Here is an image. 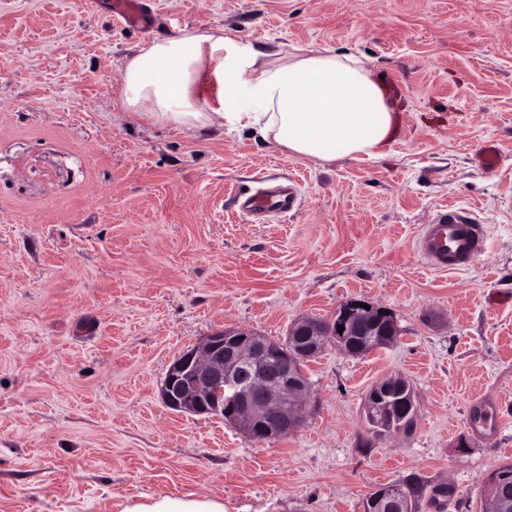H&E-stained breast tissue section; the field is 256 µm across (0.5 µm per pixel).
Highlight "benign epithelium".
Wrapping results in <instances>:
<instances>
[{
    "mask_svg": "<svg viewBox=\"0 0 512 512\" xmlns=\"http://www.w3.org/2000/svg\"><path fill=\"white\" fill-rule=\"evenodd\" d=\"M395 327L387 309L374 305L365 309L349 299L330 321L298 318L290 326L289 344L293 352L289 359L283 352L286 344L269 342L251 329L216 330L171 363L161 386V397L177 412L219 413L226 423L249 437L268 434L280 438L300 427L310 405L302 360L315 357L330 341L348 353L349 339L358 332L367 328L389 335ZM378 387L398 401L393 408L388 406L377 414L370 409L368 414L387 434L401 430L402 412H416L410 385L401 377H388ZM501 496V482L494 477L486 489V512H504L506 502ZM390 498L397 503V512H416L414 503L400 498L393 489L375 498L370 512H379Z\"/></svg>",
    "mask_w": 512,
    "mask_h": 512,
    "instance_id": "benign-epithelium-1",
    "label": "benign epithelium"
}]
</instances>
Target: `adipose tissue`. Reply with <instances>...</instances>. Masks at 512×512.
Wrapping results in <instances>:
<instances>
[{"mask_svg": "<svg viewBox=\"0 0 512 512\" xmlns=\"http://www.w3.org/2000/svg\"><path fill=\"white\" fill-rule=\"evenodd\" d=\"M131 117L180 130L249 129L275 148L325 164L376 157L395 131L371 70L326 49L269 51L221 30L157 39L121 71ZM216 87L217 103L204 97ZM120 512H227L224 500L193 494L135 495Z\"/></svg>", "mask_w": 512, "mask_h": 512, "instance_id": "obj_1", "label": "adipose tissue"}]
</instances>
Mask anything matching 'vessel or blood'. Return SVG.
<instances>
[{
	"label": "vessel or blood",
	"instance_id": "b4317fda",
	"mask_svg": "<svg viewBox=\"0 0 512 512\" xmlns=\"http://www.w3.org/2000/svg\"><path fill=\"white\" fill-rule=\"evenodd\" d=\"M112 12L130 23L144 20L141 0H113ZM249 210L288 212L295 205L294 196L264 193L246 199ZM487 242L483 225L472 221L459 208L436 211L419 236V245L430 265L437 269H458L481 255Z\"/></svg>",
	"mask_w": 512,
	"mask_h": 512
}]
</instances>
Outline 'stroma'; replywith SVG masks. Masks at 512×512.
Masks as SVG:
<instances>
[{
  "mask_svg": "<svg viewBox=\"0 0 512 512\" xmlns=\"http://www.w3.org/2000/svg\"><path fill=\"white\" fill-rule=\"evenodd\" d=\"M142 2L140 26L111 0H0V512L165 493L363 512L410 474L453 485L445 512H480L489 473L512 463V0ZM218 28L359 56L403 104L392 140L323 165L244 132L132 120L126 55ZM261 178L296 182L299 208L246 221L237 199ZM445 207L487 229L462 271L416 248ZM350 299L386 307L399 335L310 359L296 432L259 442L163 403L170 364L203 336L280 340ZM394 375L416 421L378 436L364 399Z\"/></svg>",
  "mask_w": 512,
  "mask_h": 512,
  "instance_id": "1",
  "label": "stroma"
}]
</instances>
